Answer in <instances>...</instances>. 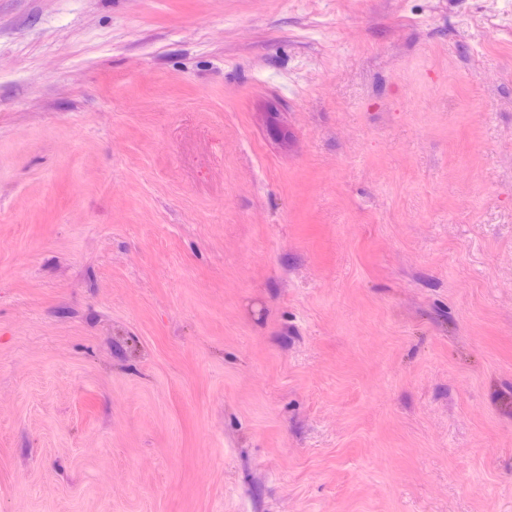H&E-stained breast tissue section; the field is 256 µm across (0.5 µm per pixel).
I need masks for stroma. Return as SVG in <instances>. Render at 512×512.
Masks as SVG:
<instances>
[{"instance_id": "35a3bbf8", "label": "stroma", "mask_w": 512, "mask_h": 512, "mask_svg": "<svg viewBox=\"0 0 512 512\" xmlns=\"http://www.w3.org/2000/svg\"><path fill=\"white\" fill-rule=\"evenodd\" d=\"M0 512H512V0H0Z\"/></svg>"}]
</instances>
